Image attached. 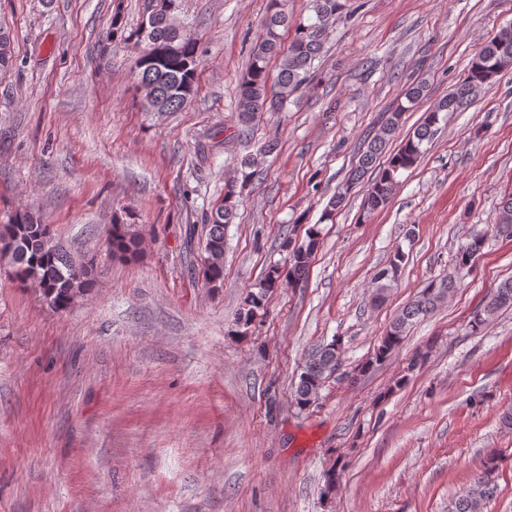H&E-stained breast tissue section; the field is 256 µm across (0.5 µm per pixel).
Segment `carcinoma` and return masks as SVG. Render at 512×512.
Returning <instances> with one entry per match:
<instances>
[{
	"mask_svg": "<svg viewBox=\"0 0 512 512\" xmlns=\"http://www.w3.org/2000/svg\"><path fill=\"white\" fill-rule=\"evenodd\" d=\"M348 0H312L314 20L308 23L292 21L288 0H270L263 23V33L250 50V63L239 83L237 112L239 122L246 126L264 112H275L288 103L298 89L309 82L310 69L323 49V36L328 24L343 12ZM175 13L165 8L155 15L147 32L140 30L131 35L142 45L136 60V77L141 87L150 89L145 94L147 109L152 112H177L195 93L201 65L197 40L174 23ZM294 29L287 51L281 49L279 28ZM280 59L279 72L270 80L269 61ZM512 65V25L486 43L473 57L467 73L453 90L430 108L412 136L401 143L380 168L364 200V209L371 213L384 208L398 184L399 175L413 168L424 154L423 144L432 141L439 124L448 120V114L462 112L469 107L484 87L500 72ZM12 66V47L9 33L0 30V73ZM422 82L408 86L404 93L406 103L399 104L368 142L358 165L351 171L346 188L337 192L328 202L322 219L327 220L340 208L349 187L365 178L384 153L389 141L399 131L402 113L409 111L423 97ZM256 161L248 155L239 160L240 178L225 185L224 204L210 211L205 219L202 273L205 281L217 288L224 280V229L236 217L237 197L251 182ZM498 224L512 229V192L502 198ZM319 243V231L311 227L306 239L298 244L286 238L289 250L287 271L272 266L257 290L248 292L239 310L237 323L249 325L264 309L269 293L288 282H305L309 261ZM107 245L112 258L134 261L143 252L141 235L132 225L114 221L107 228ZM484 238L474 236L463 243L457 252L456 268L466 269L481 256ZM0 258L12 267L15 277L23 284L31 283L45 303L54 310H65L77 299L89 295L95 287L94 263L77 262L54 242L49 225L40 223L23 209L13 211L0 225ZM405 261V253L397 251L387 264L374 275L376 288L371 302L381 304L395 275ZM458 278L450 273L431 282L420 295L401 309L381 337L373 356L362 370L385 361L402 343L408 326L430 314L439 302L457 288ZM512 308V279L502 282L471 314L468 328L473 334L483 331L488 321L501 309ZM340 347L335 341L319 347L306 361L295 389V401L306 407L317 397L321 387L341 364ZM497 457L490 456L483 471L477 474L470 487L452 505L451 512H483L485 502L496 496L498 485L492 478Z\"/></svg>",
	"mask_w": 512,
	"mask_h": 512,
	"instance_id": "1",
	"label": "carcinoma"
}]
</instances>
